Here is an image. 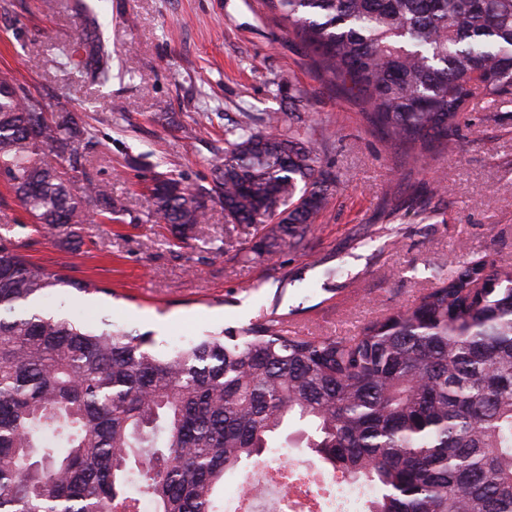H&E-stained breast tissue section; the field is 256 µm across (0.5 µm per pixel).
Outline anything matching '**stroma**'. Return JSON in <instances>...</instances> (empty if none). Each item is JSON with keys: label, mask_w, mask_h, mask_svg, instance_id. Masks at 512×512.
Here are the masks:
<instances>
[{"label": "stroma", "mask_w": 512, "mask_h": 512, "mask_svg": "<svg viewBox=\"0 0 512 512\" xmlns=\"http://www.w3.org/2000/svg\"><path fill=\"white\" fill-rule=\"evenodd\" d=\"M74 2L0 0V70L49 111L81 114L87 132L70 188L93 182L123 210L118 222L82 225L65 250L0 184V238L99 287H57L36 307L150 334L166 354L173 337L272 314L302 336H352L434 287L458 251L512 263V103L475 102L458 147L416 162L322 82L266 0H83L82 14ZM94 35L112 53L104 82L60 66L62 50H84ZM299 88L327 129L320 155L336 176L307 248L255 254L254 226L225 223L213 202L207 222L185 232L153 222L146 185L155 173L210 186L225 128L244 112L287 111Z\"/></svg>", "instance_id": "35a3bbf8"}]
</instances>
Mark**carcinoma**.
Returning a JSON list of instances; mask_svg holds the SVG:
<instances>
[{"instance_id": "obj_1", "label": "carcinoma", "mask_w": 512, "mask_h": 512, "mask_svg": "<svg viewBox=\"0 0 512 512\" xmlns=\"http://www.w3.org/2000/svg\"><path fill=\"white\" fill-rule=\"evenodd\" d=\"M324 82L355 97L383 136L420 157L448 150L480 97L512 96V0H268ZM66 65L101 80L111 52ZM303 89L286 112L225 130L210 190L153 185L156 224L260 229L257 252L304 249L335 178L321 166ZM74 113L0 73V177L34 223L74 228L121 208L88 184ZM57 286L98 292L0 239V512H224V477L255 463L291 422L333 472L372 491L368 512H512V265L454 259L410 307L351 337L299 336L269 318L166 355L149 334L41 313Z\"/></svg>"}]
</instances>
